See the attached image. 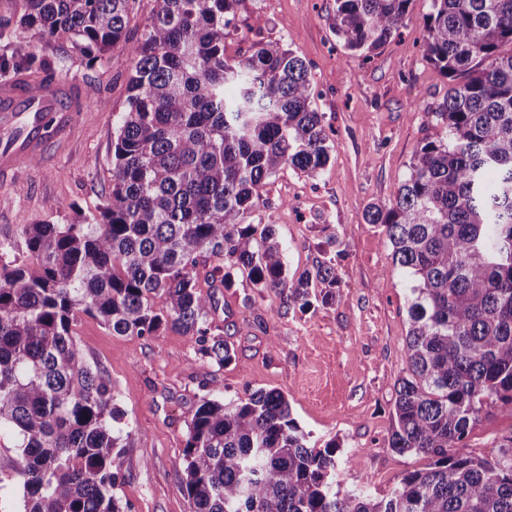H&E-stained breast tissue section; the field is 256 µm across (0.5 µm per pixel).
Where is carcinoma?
Here are the masks:
<instances>
[{"mask_svg": "<svg viewBox=\"0 0 512 512\" xmlns=\"http://www.w3.org/2000/svg\"><path fill=\"white\" fill-rule=\"evenodd\" d=\"M134 2L19 4L18 27L99 53L122 45L131 63L105 205L83 224L27 225V259L0 262V427L20 436L24 512H126L113 489L133 429L83 361L77 313L114 336H194L222 368L234 352L210 336L215 301L201 284L228 288L239 271L301 308L332 304L340 288L334 258L290 279L274 225L244 223L267 179L286 166L313 177L329 162L304 61L261 42L226 58L241 0H154L130 46ZM335 2L330 29L369 59L413 0ZM421 49L448 79L431 112L443 133L417 147L395 198L365 221L383 228L410 282L389 445L430 463L378 500L341 493L340 444L308 447L283 392L204 396L183 449L193 512H512V436L490 459L465 451L484 408L512 404V0H430ZM63 67L19 34L0 55V75ZM204 254L217 264L202 275Z\"/></svg>", "mask_w": 512, "mask_h": 512, "instance_id": "1", "label": "carcinoma"}]
</instances>
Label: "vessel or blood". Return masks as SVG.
<instances>
[{"label": "vessel or blood", "mask_w": 512, "mask_h": 512, "mask_svg": "<svg viewBox=\"0 0 512 512\" xmlns=\"http://www.w3.org/2000/svg\"><path fill=\"white\" fill-rule=\"evenodd\" d=\"M75 85L38 75H19L0 84V175L9 176L17 161L42 152L46 124L73 109Z\"/></svg>", "instance_id": "b4317fda"}]
</instances>
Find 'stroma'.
<instances>
[{"mask_svg":"<svg viewBox=\"0 0 512 512\" xmlns=\"http://www.w3.org/2000/svg\"><path fill=\"white\" fill-rule=\"evenodd\" d=\"M335 7V0H240L237 22L224 37L226 57L256 42L273 43L308 67L329 162L313 177L283 168L261 188L256 213L275 226L292 277L321 259L326 232L338 234L335 304L303 311L236 276L233 287L214 291L211 333L235 350L234 361L221 368L197 355L192 336H115L86 314L73 328L85 364L109 380L136 431L121 451L114 489L130 512H192L182 452L187 425L208 394L230 400L281 390L309 447L340 444L336 488L344 493L383 497L404 474L427 464L389 446L397 381L406 367L410 295L381 227L366 223L364 213L394 199L416 148L439 135L429 113L443 102L448 81L421 54L428 0H413L399 32L367 60L344 50L331 31ZM257 15L263 22L255 28ZM26 36L44 61L65 58L62 82L92 78L106 106L74 113L65 137L52 141L36 165L18 164L13 178L0 180V241L12 243L20 260L25 225L73 224L104 204L129 76L121 49L93 56L64 35L48 38L31 29ZM509 436L512 404H493L482 412L468 450L492 457ZM18 442L13 429H0V512L24 509L13 478Z\"/></svg>","mask_w":512,"mask_h":512,"instance_id":"obj_1","label":"stroma"}]
</instances>
